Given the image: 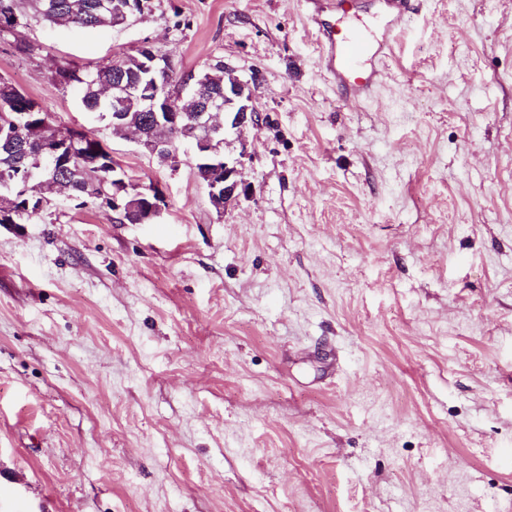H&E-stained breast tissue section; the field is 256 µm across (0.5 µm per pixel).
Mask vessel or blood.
<instances>
[{
	"label": "vessel or blood",
	"instance_id": "vessel-or-blood-1",
	"mask_svg": "<svg viewBox=\"0 0 512 512\" xmlns=\"http://www.w3.org/2000/svg\"><path fill=\"white\" fill-rule=\"evenodd\" d=\"M317 28L322 65L337 91L360 100L380 81L382 65L392 52L397 34L415 11V0H381L389 17L380 39L369 40L358 29L336 28L337 14L355 9L356 0H307Z\"/></svg>",
	"mask_w": 512,
	"mask_h": 512
}]
</instances>
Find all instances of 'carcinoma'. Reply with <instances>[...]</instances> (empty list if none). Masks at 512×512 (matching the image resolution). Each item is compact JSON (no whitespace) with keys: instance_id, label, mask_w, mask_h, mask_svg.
I'll use <instances>...</instances> for the list:
<instances>
[{"instance_id":"cac0c4a2","label":"carcinoma","mask_w":512,"mask_h":512,"mask_svg":"<svg viewBox=\"0 0 512 512\" xmlns=\"http://www.w3.org/2000/svg\"><path fill=\"white\" fill-rule=\"evenodd\" d=\"M114 6L129 8L136 15L152 10L151 0H0V40L16 36L29 16L84 30L110 27ZM222 68L217 63L197 76L188 75L195 79L200 98L223 90L219 84ZM169 69L166 57L157 58L151 48L143 47L117 61L88 65L61 61L53 79L107 127H112V113L123 112L126 121L150 131L152 103L169 95ZM56 131L47 109L0 75V197L14 199L9 219L15 224H25L41 213L40 203L54 199L60 182L69 185L68 195L77 206L97 201L112 208V155L88 130L74 132L73 148H63L54 156L47 147L55 142ZM34 180L38 191L26 192Z\"/></svg>"}]
</instances>
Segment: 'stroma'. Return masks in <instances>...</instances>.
Instances as JSON below:
<instances>
[{
    "instance_id": "obj_1",
    "label": "stroma",
    "mask_w": 512,
    "mask_h": 512,
    "mask_svg": "<svg viewBox=\"0 0 512 512\" xmlns=\"http://www.w3.org/2000/svg\"><path fill=\"white\" fill-rule=\"evenodd\" d=\"M151 2L0 43L166 200L0 225V512H512V0H420L362 101L305 0ZM144 41L256 96L224 212L51 77Z\"/></svg>"
}]
</instances>
